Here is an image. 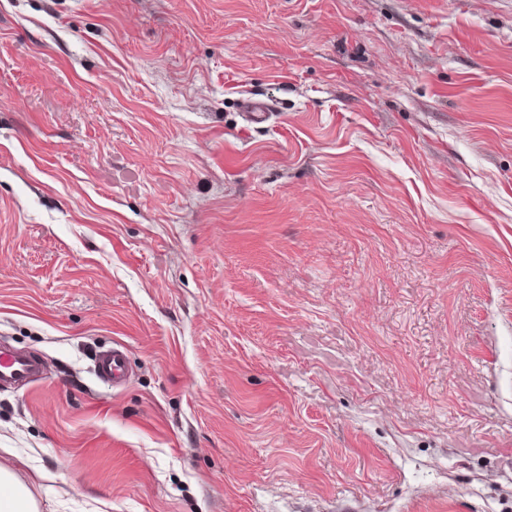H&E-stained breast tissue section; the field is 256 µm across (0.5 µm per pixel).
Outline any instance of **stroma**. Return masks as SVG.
Masks as SVG:
<instances>
[{"label": "stroma", "instance_id": "stroma-1", "mask_svg": "<svg viewBox=\"0 0 512 512\" xmlns=\"http://www.w3.org/2000/svg\"><path fill=\"white\" fill-rule=\"evenodd\" d=\"M3 345L38 512H512V0H0ZM96 371L99 379L112 388L123 385L129 370L125 351L122 347L112 348V351L98 355L96 359ZM39 372L40 366L33 360L0 349V384L5 381L25 384Z\"/></svg>", "mask_w": 512, "mask_h": 512}]
</instances>
